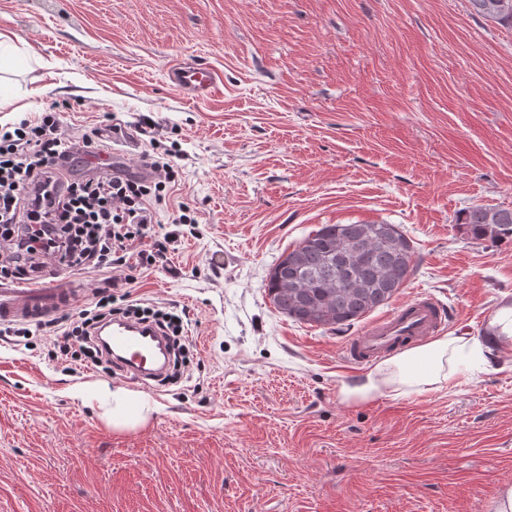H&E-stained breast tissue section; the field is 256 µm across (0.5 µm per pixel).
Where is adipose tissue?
Returning <instances> with one entry per match:
<instances>
[{
	"label": "adipose tissue",
	"instance_id": "1",
	"mask_svg": "<svg viewBox=\"0 0 512 512\" xmlns=\"http://www.w3.org/2000/svg\"><path fill=\"white\" fill-rule=\"evenodd\" d=\"M491 325L493 334L481 339L448 335L412 348L377 365L356 384H342L340 393L348 402L421 394L457 381L465 366L489 369L499 347L512 342V307L500 310Z\"/></svg>",
	"mask_w": 512,
	"mask_h": 512
}]
</instances>
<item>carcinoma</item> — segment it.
I'll return each instance as SVG.
<instances>
[{
	"label": "carcinoma",
	"mask_w": 512,
	"mask_h": 512,
	"mask_svg": "<svg viewBox=\"0 0 512 512\" xmlns=\"http://www.w3.org/2000/svg\"><path fill=\"white\" fill-rule=\"evenodd\" d=\"M475 14L512 28V0H469ZM463 223L473 236L512 241V209L475 206ZM415 264L411 241L393 224H323L272 268L274 307L296 322L338 332L387 304Z\"/></svg>",
	"instance_id": "carcinoma-1"
}]
</instances>
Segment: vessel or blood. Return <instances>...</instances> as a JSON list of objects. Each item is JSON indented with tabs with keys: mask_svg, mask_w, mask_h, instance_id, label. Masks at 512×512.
Returning <instances> with one entry per match:
<instances>
[{
	"mask_svg": "<svg viewBox=\"0 0 512 512\" xmlns=\"http://www.w3.org/2000/svg\"><path fill=\"white\" fill-rule=\"evenodd\" d=\"M170 81L186 97L198 103L212 98L218 90V75L200 64L184 61L169 69ZM76 294L72 288L31 286L0 287V319L36 320L69 304ZM441 303L426 293H416L388 315L372 322L359 336L348 341L344 360L359 370L398 349L435 335L446 325ZM100 343L132 380L147 381L166 365L165 343L142 324L114 321L97 331Z\"/></svg>",
	"mask_w": 512,
	"mask_h": 512,
	"instance_id": "obj_1",
	"label": "vessel or blood"
}]
</instances>
